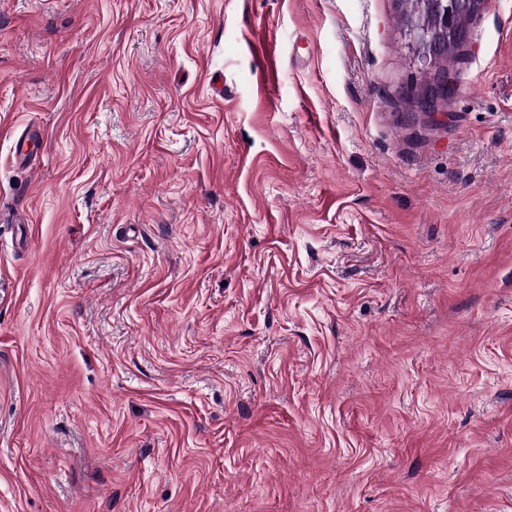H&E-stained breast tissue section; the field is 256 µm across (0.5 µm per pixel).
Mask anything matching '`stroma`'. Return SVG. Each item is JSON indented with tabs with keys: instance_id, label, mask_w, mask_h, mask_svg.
<instances>
[{
	"instance_id": "obj_1",
	"label": "stroma",
	"mask_w": 512,
	"mask_h": 512,
	"mask_svg": "<svg viewBox=\"0 0 512 512\" xmlns=\"http://www.w3.org/2000/svg\"><path fill=\"white\" fill-rule=\"evenodd\" d=\"M397 16L0 0V512H512V0ZM442 5L436 6L437 9H445L446 2H449V15L444 20V33L421 30L412 27L407 33L409 44L416 53L419 64L423 68L432 70L440 60L443 52L448 45V21L452 28L454 38L461 44L465 38V33L459 28H454V23L459 19L471 21L477 17L483 10L486 0H439ZM459 47L457 44H449L448 50L442 57L440 65L444 72H448V64L457 60ZM442 73L436 84L430 85L418 91L412 92V97L417 100V107L420 112H437L440 100L449 90L450 85L445 73Z\"/></svg>"
}]
</instances>
